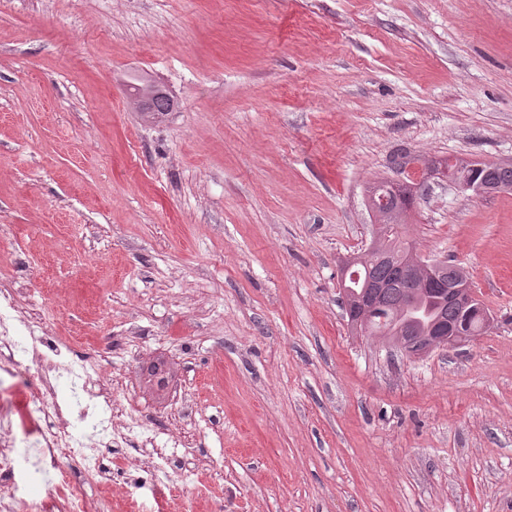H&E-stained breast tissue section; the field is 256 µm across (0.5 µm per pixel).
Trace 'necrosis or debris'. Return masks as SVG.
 Returning a JSON list of instances; mask_svg holds the SVG:
<instances>
[{"label": "necrosis or debris", "mask_w": 512, "mask_h": 512, "mask_svg": "<svg viewBox=\"0 0 512 512\" xmlns=\"http://www.w3.org/2000/svg\"><path fill=\"white\" fill-rule=\"evenodd\" d=\"M40 322L0 287V512H101L91 491L113 443L112 396L95 394L104 363L47 353ZM32 482L51 485L36 497Z\"/></svg>", "instance_id": "obj_1"}]
</instances>
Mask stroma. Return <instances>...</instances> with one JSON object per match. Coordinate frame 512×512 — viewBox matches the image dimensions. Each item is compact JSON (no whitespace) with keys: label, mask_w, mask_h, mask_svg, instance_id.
Listing matches in <instances>:
<instances>
[{"label":"stroma","mask_w":512,"mask_h":512,"mask_svg":"<svg viewBox=\"0 0 512 512\" xmlns=\"http://www.w3.org/2000/svg\"><path fill=\"white\" fill-rule=\"evenodd\" d=\"M448 157L512 161V0H0V279L111 358L165 512H512V191L418 180L402 228L486 333L406 357L338 303L366 187ZM447 260H433L430 262H424L421 265L422 273H423V284L427 288H440L444 287V284L439 279V274L442 269L443 274L441 278L447 282L448 287H453L457 284H464V280H459L461 277H464L469 280L467 274L463 272V270L456 268H451L448 270V267L445 268Z\"/></svg>","instance_id":"35a3bbf8"}]
</instances>
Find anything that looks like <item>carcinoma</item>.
<instances>
[{
  "mask_svg": "<svg viewBox=\"0 0 512 512\" xmlns=\"http://www.w3.org/2000/svg\"><path fill=\"white\" fill-rule=\"evenodd\" d=\"M470 171L488 185L512 187V163L489 165L482 161H469ZM416 191L405 184L397 192L390 190L386 181L376 182L366 189V207L374 214L375 223L381 225V235L362 254L365 262L358 267L367 269L369 279L374 283H385L379 300V310L369 324L351 330L392 344L398 339L397 328L410 324L414 336L410 340L420 345L430 335L438 322L470 323L471 329L482 334L483 318L477 312H465L459 303L448 300V292L427 290L420 281L401 276V271L417 258L400 241V229L404 217L414 207Z\"/></svg>",
  "mask_w": 512,
  "mask_h": 512,
  "instance_id": "obj_1",
  "label": "carcinoma"
}]
</instances>
